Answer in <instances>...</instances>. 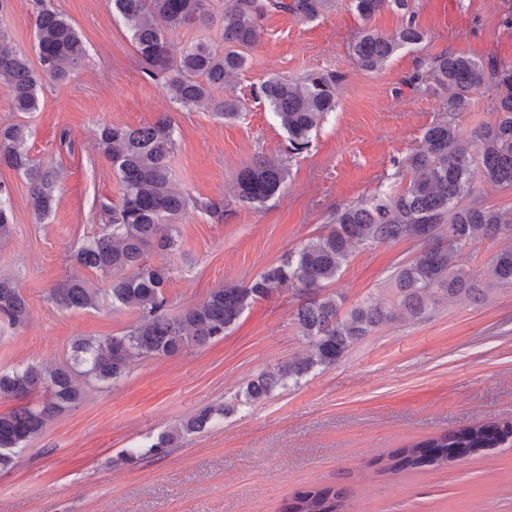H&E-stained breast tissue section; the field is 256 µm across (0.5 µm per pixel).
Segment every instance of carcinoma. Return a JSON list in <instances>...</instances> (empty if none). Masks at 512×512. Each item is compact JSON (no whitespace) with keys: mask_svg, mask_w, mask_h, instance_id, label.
Segmentation results:
<instances>
[{"mask_svg":"<svg viewBox=\"0 0 512 512\" xmlns=\"http://www.w3.org/2000/svg\"><path fill=\"white\" fill-rule=\"evenodd\" d=\"M112 0V10L132 34L143 73L161 83L170 98L183 107L210 102L214 115L234 120L241 102L234 96L216 97L228 79L243 70L245 50L259 38L261 23L272 13L284 12L313 19L327 0ZM355 12L368 19L391 6L403 13L398 30L383 36L363 29L352 44L358 65L367 71L382 69L400 49L423 42L411 0H351ZM35 54L37 62L0 29V86L10 92L15 112H35L38 92L47 79L65 80L86 57V49L67 19L35 0ZM195 27L205 35L187 46H178L179 31ZM216 36H211V32ZM343 76L314 71L298 79L271 76L259 96L287 135L288 154L259 156L236 176L235 199L260 207L281 191L288 177V163L310 147L324 117L336 109V88ZM416 91L446 100V116L425 129L422 148L393 160L398 176L409 183L336 210L328 230L244 284L213 289L203 302L178 315L167 313V270L147 261L148 252L179 248L177 221L188 210L224 218V200L198 199L176 187L171 158L174 129L161 117L151 125L129 127L105 124L97 145L112 163L120 184L115 201H102L106 223L98 235L70 256L71 262L108 278L106 296L112 304L129 307L139 321L120 336L80 339L72 345L70 362L54 369L29 363L0 370V397L40 392L43 401L20 406L0 415V469L17 464L16 449L38 437L55 416L80 402L82 382L93 379L109 387L126 375L136 359L171 357L224 337L254 303L268 299L290 283H298L303 301L295 313L301 336L310 354L289 360L251 379L240 393L246 404L267 399L278 387L299 382L311 370L329 368L371 328L391 320L392 308L383 301L365 300L348 315L322 291L336 281L351 249L374 243L410 239L422 249L410 264L399 267L395 278L398 306L413 316L422 315L434 291L450 297L485 295L490 283L512 285V222L498 209L467 201L475 173L503 188L512 187V65L491 57L473 59L447 51L419 62L406 80ZM489 87L497 95L498 118L466 136L455 116L470 96ZM28 125L0 126V165L22 175L29 188L35 214L47 216L56 202L57 175L30 157ZM12 200L0 183V241L10 234ZM511 241L495 251L483 273L466 267L467 250L479 240ZM51 299L63 310L93 309L100 289L80 276L66 279L51 290ZM29 304L16 281L0 275V324L21 327L29 317ZM231 406L205 408L196 416L158 435L148 445L129 448L118 457L135 465L152 456H163L178 439L201 432ZM512 445V420L490 421L460 430H448L387 455L384 471L397 474L424 467L439 469L466 454ZM349 497L343 487H319L295 494L280 512H343Z\"/></svg>","mask_w":512,"mask_h":512,"instance_id":"obj_1","label":"carcinoma"}]
</instances>
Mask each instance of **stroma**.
<instances>
[{
	"mask_svg": "<svg viewBox=\"0 0 512 512\" xmlns=\"http://www.w3.org/2000/svg\"><path fill=\"white\" fill-rule=\"evenodd\" d=\"M48 2L78 31L87 56L65 81L44 83L36 112L13 111L0 87V124H28L31 155L58 175L56 204L41 221L27 182L0 166L13 205L0 275L15 279L30 305L22 327L0 324V370L60 366L75 338L120 335L139 320L135 310L105 299L95 309L66 311L50 298L72 275L108 285L69 260L98 232L100 199L119 195L112 165L96 146L99 125L139 127L170 117L178 187L227 203L220 221L186 213L177 224L178 251L149 254L169 271L166 296L175 315L211 289L251 281L322 232L337 208L400 185L393 158L420 149L424 130L446 113L443 97L404 84L420 60L450 50L512 64V30L503 25L512 0H412L425 40L376 71L358 66L351 45L365 27L391 35L400 13L385 8L365 20L350 0H327L313 19L264 20L245 69L232 79L242 110L224 121L207 105L173 103L143 73L111 0ZM0 28L33 53L34 0H7ZM321 70L344 76L335 111L292 159L278 196L260 208L235 203L238 171L288 147L257 97L261 84ZM419 251L410 240L357 248L327 292L344 313L370 296L394 302L391 275ZM300 302L297 288L283 289L247 309L222 339L136 361L108 388L85 382L82 403L19 450L15 468L0 471V512H279L294 493L324 486L349 489L351 512H512V448L436 472L382 475L376 465L390 451L444 431L512 418L511 285H495L481 300L439 295L418 317L395 310L336 365L313 369L262 402L237 403L253 377L307 354L293 320ZM224 404L231 414L185 435L167 456L119 463L125 449Z\"/></svg>",
	"mask_w": 512,
	"mask_h": 512,
	"instance_id": "stroma-1",
	"label": "stroma"
}]
</instances>
